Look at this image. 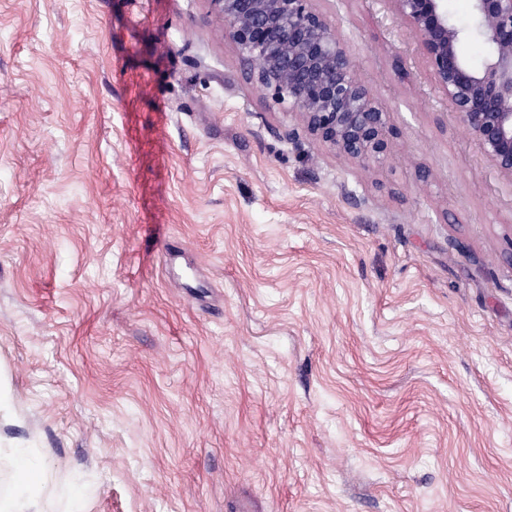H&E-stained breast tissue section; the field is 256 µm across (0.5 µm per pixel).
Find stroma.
<instances>
[{
    "instance_id": "stroma-1",
    "label": "stroma",
    "mask_w": 512,
    "mask_h": 512,
    "mask_svg": "<svg viewBox=\"0 0 512 512\" xmlns=\"http://www.w3.org/2000/svg\"><path fill=\"white\" fill-rule=\"evenodd\" d=\"M313 6L385 163L288 139L209 0H0V499L512 512V183L389 0Z\"/></svg>"
}]
</instances>
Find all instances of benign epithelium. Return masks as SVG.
I'll return each instance as SVG.
<instances>
[{"instance_id": "benign-epithelium-1", "label": "benign epithelium", "mask_w": 512, "mask_h": 512, "mask_svg": "<svg viewBox=\"0 0 512 512\" xmlns=\"http://www.w3.org/2000/svg\"><path fill=\"white\" fill-rule=\"evenodd\" d=\"M248 78L288 101L309 133L352 162L387 161V112L357 76L348 47L312 0H209ZM417 41L431 77L493 169L512 180V0H472L491 48L482 67L463 55L465 32L446 0H388Z\"/></svg>"}]
</instances>
